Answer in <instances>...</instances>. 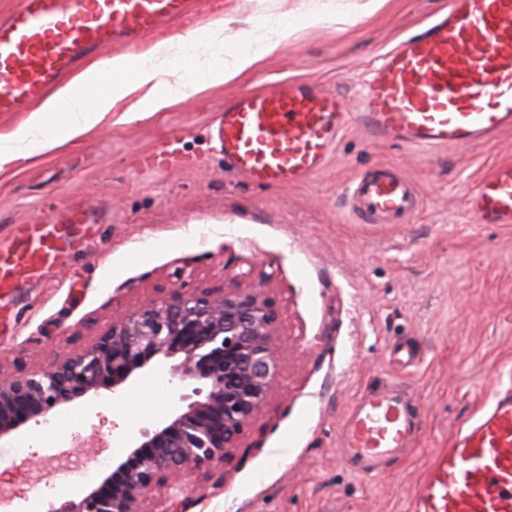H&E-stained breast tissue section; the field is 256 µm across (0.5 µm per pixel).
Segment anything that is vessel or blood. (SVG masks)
<instances>
[{"mask_svg": "<svg viewBox=\"0 0 512 512\" xmlns=\"http://www.w3.org/2000/svg\"><path fill=\"white\" fill-rule=\"evenodd\" d=\"M199 0H19L0 20V112H23L66 75L113 45H135L170 22L199 14ZM372 140L418 150L491 141L512 129V0H450L446 13L388 50L354 102L311 79L284 78L221 103L212 137L234 171L261 186L307 183L350 127ZM159 170L191 166L177 134L138 159ZM345 209L362 224H406L422 207L400 169L377 165L343 187ZM465 208L478 224H512V162L479 179ZM101 215L80 204L23 224L0 252V297L92 234ZM417 412L395 387L367 392L340 434V459L371 479L402 456ZM414 512H512V380L499 382L481 413L438 451Z\"/></svg>", "mask_w": 512, "mask_h": 512, "instance_id": "b4317fda", "label": "vessel or blood"}]
</instances>
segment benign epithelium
Returning <instances> with one entry per match:
<instances>
[{
  "mask_svg": "<svg viewBox=\"0 0 512 512\" xmlns=\"http://www.w3.org/2000/svg\"><path fill=\"white\" fill-rule=\"evenodd\" d=\"M230 286L220 295L172 287L158 300L128 311L91 346L61 356L39 373L0 375V440L60 406L101 389H119L135 370L157 356L176 360L170 384L185 409L167 425L142 432L127 461L119 462L101 484L48 512H143L153 489L171 490L190 468L222 463L240 447L245 430L264 406L277 379V314L265 289L268 279L243 283L224 275ZM197 381L192 393L182 392ZM28 412L15 417V403Z\"/></svg>",
  "mask_w": 512,
  "mask_h": 512,
  "instance_id": "benign-epithelium-1",
  "label": "benign epithelium"
}]
</instances>
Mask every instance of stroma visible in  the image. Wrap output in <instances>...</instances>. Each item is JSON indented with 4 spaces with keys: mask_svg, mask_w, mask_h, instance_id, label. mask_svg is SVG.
<instances>
[{
    "mask_svg": "<svg viewBox=\"0 0 512 512\" xmlns=\"http://www.w3.org/2000/svg\"><path fill=\"white\" fill-rule=\"evenodd\" d=\"M356 0H204L202 13L176 21L145 45L228 19L211 51L232 55L241 23L268 25L318 8L339 24L310 29L245 77L126 121L124 107L87 135L39 159L0 171V249L28 220L72 203L105 211L94 238L63 262L26 280L10 301L12 335L0 337V371L24 375L93 344L121 313L148 304L161 288L222 293L224 271L268 276L266 296L279 318L280 370L262 410L224 462L187 473L183 512H413L415 493L436 451L483 405L500 375L512 372V224H477L464 203L491 166L512 161V131L494 142L420 151L373 143L347 129L327 167L308 183L258 186L226 172L207 126L224 99L282 78L318 80L354 98L378 57L414 33L448 0H387L376 14L344 23ZM180 134L193 167L145 171L137 156ZM396 165L417 185L422 208L409 224H359L340 186L358 171ZM414 343L419 363L395 373L397 343ZM170 359L136 370L119 395L100 390L51 413L55 424L37 449L21 455L23 426L0 443V486L15 494L12 512L61 506L43 488L51 458L80 443L102 446L111 473L139 431L168 422L176 403ZM402 387L420 420L406 457L386 473L356 478L338 454L340 430L365 391Z\"/></svg>",
    "mask_w": 512,
    "mask_h": 512,
    "instance_id": "obj_1",
    "label": "stroma"
}]
</instances>
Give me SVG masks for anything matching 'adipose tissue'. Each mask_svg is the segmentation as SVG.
<instances>
[{"instance_id": "1", "label": "adipose tissue", "mask_w": 512, "mask_h": 512, "mask_svg": "<svg viewBox=\"0 0 512 512\" xmlns=\"http://www.w3.org/2000/svg\"><path fill=\"white\" fill-rule=\"evenodd\" d=\"M335 15L312 9L297 21L273 28L259 48H252L253 32L242 35L245 48L232 60L223 55L201 57V41L222 30V22L188 32L179 52L156 45L149 57L119 55L104 58L49 94L14 131L0 136V167L20 157L41 155L62 147L95 127L119 102L138 90L146 95L129 113L137 119L171 104L229 83L256 69L269 55L293 43L299 32L334 24Z\"/></svg>"}]
</instances>
